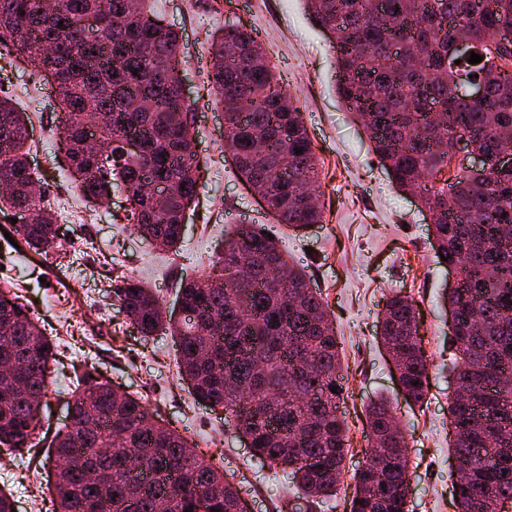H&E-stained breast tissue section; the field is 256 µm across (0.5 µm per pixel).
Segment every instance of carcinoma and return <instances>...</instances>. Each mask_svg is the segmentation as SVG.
<instances>
[{
	"mask_svg": "<svg viewBox=\"0 0 512 512\" xmlns=\"http://www.w3.org/2000/svg\"><path fill=\"white\" fill-rule=\"evenodd\" d=\"M498 2L493 12L484 0H304L315 24L336 39L338 98L395 187L419 193L435 213V258L464 270L461 287L440 296L455 318L449 349L454 380L465 389L449 402L448 448L463 467L452 484L458 512H498L497 503L512 502V170L495 168L498 147L512 143V71L505 70L512 40L499 41L501 29L512 26V0ZM90 14L107 20L97 40L86 36ZM47 44L62 78L57 145L79 195L100 207L125 192L129 206L118 221L165 251L179 248L181 216L197 199V173L208 159L196 151L193 114L182 97L178 33L160 23L151 0H0V52L41 74ZM472 52L483 60L468 63ZM210 54L209 84L229 121L224 150L242 181L267 197L277 223L295 232L322 223L302 113L257 40L244 28H225L214 34ZM477 80L485 84L483 98L457 95ZM244 99L252 110L241 118ZM89 113L98 137L113 143L106 163L84 146ZM27 120L1 92L0 189L7 193L0 194V213L36 212L38 221L15 232L41 251L61 238L35 189ZM461 130L471 133L489 170L460 171L448 189L430 183L427 177L448 165ZM129 135L140 150L127 156L115 141ZM144 171L171 187L164 205L136 188ZM237 260L250 264V276L224 278ZM0 283V451L37 456L47 448L56 512H197L202 502L208 512H246L234 478L93 368L68 392L69 422L46 427L57 346L8 277ZM114 294L123 314L116 326L131 324L144 338L169 333L194 400L224 410L225 423L255 456L298 483L303 512L336 492L349 452L336 334L321 295L274 239L233 225L223 255L181 281V317L164 311L133 276ZM419 318L413 300L397 293L386 301L380 328L404 396L417 404L427 396L430 368ZM367 415L369 459L354 475L349 512H408L411 474L395 408L374 401Z\"/></svg>",
	"mask_w": 512,
	"mask_h": 512,
	"instance_id": "1",
	"label": "carcinoma"
}]
</instances>
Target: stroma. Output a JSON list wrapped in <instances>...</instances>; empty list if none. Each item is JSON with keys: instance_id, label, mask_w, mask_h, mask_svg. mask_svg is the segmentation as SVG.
Segmentation results:
<instances>
[{"instance_id": "35a3bbf8", "label": "stroma", "mask_w": 512, "mask_h": 512, "mask_svg": "<svg viewBox=\"0 0 512 512\" xmlns=\"http://www.w3.org/2000/svg\"><path fill=\"white\" fill-rule=\"evenodd\" d=\"M157 10L181 37L187 55L182 80L198 151L210 160L179 253L164 252L120 228L114 217L126 200L119 192L105 207L89 211L87 223L61 225L67 251L62 259L53 252L11 249L3 235L14 226L10 217H0V265L22 282L25 304L58 346L59 364L46 398L52 426L66 421L73 380L95 367L114 387L141 396L158 421L185 431L207 458L233 471L248 512H280L281 476L253 457L220 412L194 402L178 373L171 336L146 342L132 328L121 337L113 335V290L124 276L143 281L166 308H173L181 277L215 260L231 218L244 217L278 239L285 255L306 270L336 327L344 374L339 410L349 453L335 499L318 512H346L355 492L354 474L369 447L365 409L381 397L397 407L406 436L413 487L409 512H457L448 453L453 356L439 301L449 272L436 262L432 226L420 202L392 184L362 126L336 95L333 37L314 25L301 0H157ZM230 24L251 30L260 41L300 108L315 147L324 218L297 235L267 216L222 156V112L208 101L204 85L212 35ZM1 84L30 114L31 163L51 212L59 213L78 196L61 153L52 149L59 120L54 91L6 56H0ZM74 276L85 283V294L63 288L64 279ZM396 291L417 305L432 363L428 395L418 405L405 400L380 344L383 305ZM52 482L53 470L42 460L27 455L0 459V489L11 493L16 512H54Z\"/></svg>"}]
</instances>
